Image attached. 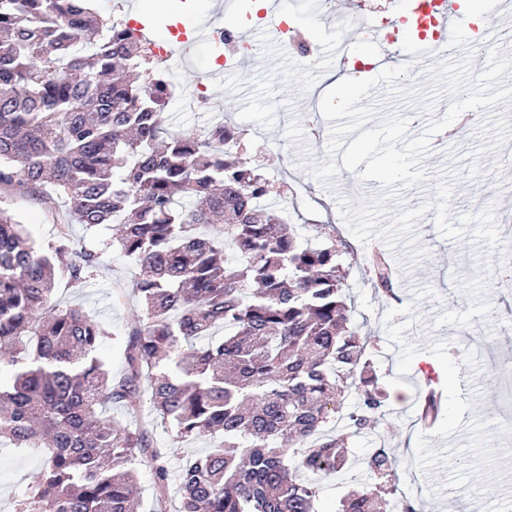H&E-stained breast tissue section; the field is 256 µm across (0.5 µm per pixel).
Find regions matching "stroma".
Instances as JSON below:
<instances>
[{
  "instance_id": "1",
  "label": "stroma",
  "mask_w": 512,
  "mask_h": 512,
  "mask_svg": "<svg viewBox=\"0 0 512 512\" xmlns=\"http://www.w3.org/2000/svg\"><path fill=\"white\" fill-rule=\"evenodd\" d=\"M308 4L282 0L281 12L306 31L308 46L319 57L313 70L299 63L283 65V48L262 26L250 36L256 50L227 70L213 68L215 58L226 53L223 44L198 47L188 63L170 60L175 84L187 92L206 84L228 108L213 112L174 102L166 121L173 129L200 131L227 120L245 130L243 155L260 167L273 189L281 190L286 183L301 188V195L289 197L287 207L303 239L318 244L337 236L349 246L342 260L349 269L345 288L351 323L371 339L388 400L372 429L350 439L349 467L322 478L317 510L336 512L351 478L364 477V459L384 444L393 450L400 489L419 502L423 512H512V426L507 423L512 403L503 397L495 369L512 354L506 348L512 318L487 316L496 299L512 300V287L499 284L503 272L512 271V140L500 152L486 150L481 133L486 114L476 111L456 136L433 137L423 162L429 172H453L454 198L496 201L502 246L486 249L469 232L457 240L446 239L434 212H427L418 222L426 256L411 266L406 247L390 251L398 297L390 300L376 293L363 263L369 247L349 231L337 198L362 200L379 193V182L360 181L356 173L343 169L332 192L297 166L303 152L313 162L325 158L329 124L319 105L324 92L342 77L336 42L345 34L340 25L332 30L319 26L316 17L308 15ZM295 120L305 132L301 145L286 137ZM12 209L36 243L46 246L55 239L54 221L40 203L21 199ZM112 234L109 227L73 225L76 244L97 247L103 265L82 286L59 282L54 299L82 307L104 326L107 335L98 353L117 375L126 367L125 334L140 310L131 293L136 270L113 247ZM424 364L446 373L440 381L446 419L427 432L416 424ZM0 458L7 461L0 468V512H13L41 460L8 446L0 447Z\"/></svg>"
}]
</instances>
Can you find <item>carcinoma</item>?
<instances>
[{"instance_id":"carcinoma-1","label":"carcinoma","mask_w":512,"mask_h":512,"mask_svg":"<svg viewBox=\"0 0 512 512\" xmlns=\"http://www.w3.org/2000/svg\"><path fill=\"white\" fill-rule=\"evenodd\" d=\"M149 44L97 0H0V203L37 194L58 226L43 250L0 207V445L43 457L14 512H134L141 457L163 507L168 449L149 423L107 414L139 413L145 381L177 441L218 440L180 464V512H317V477L346 466L339 448L387 399L348 326L342 251L265 204L269 180L237 156L243 131L165 128L172 82ZM74 224L120 225L140 269L118 378L97 355L108 332L53 299L56 278L82 285L101 265ZM371 264L395 297L387 258ZM440 413L424 397L430 427ZM392 460L376 449L336 512H421Z\"/></svg>"}]
</instances>
